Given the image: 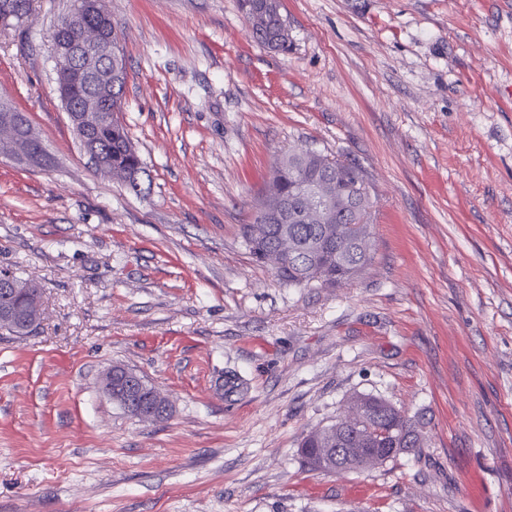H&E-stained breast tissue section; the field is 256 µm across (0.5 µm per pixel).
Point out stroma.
<instances>
[{
	"label": "stroma",
	"instance_id": "35a3bbf8",
	"mask_svg": "<svg viewBox=\"0 0 512 512\" xmlns=\"http://www.w3.org/2000/svg\"><path fill=\"white\" fill-rule=\"evenodd\" d=\"M140 191L97 173L55 86L70 0L0 31V96L49 157L0 156V270L45 318L0 330V512H512V0H281L287 52L238 0H105ZM368 173L375 259L280 282L240 236L277 159ZM115 364L172 396L144 422ZM356 393L426 445L357 472L297 454ZM280 2H278V12L272 10L270 13H266L265 18L259 25V19L253 18L248 20L252 31L253 37L267 48L274 51H286L288 50V41L280 40V27L283 15L281 13ZM124 367L121 364L112 365L113 370L123 369ZM112 368L106 370L103 374V394L123 410L127 409L134 413L142 412L143 417L154 414L155 410L153 408L146 409L138 399L146 386L144 378L130 370L125 371L122 379L118 380L122 373H112Z\"/></svg>",
	"mask_w": 512,
	"mask_h": 512
}]
</instances>
